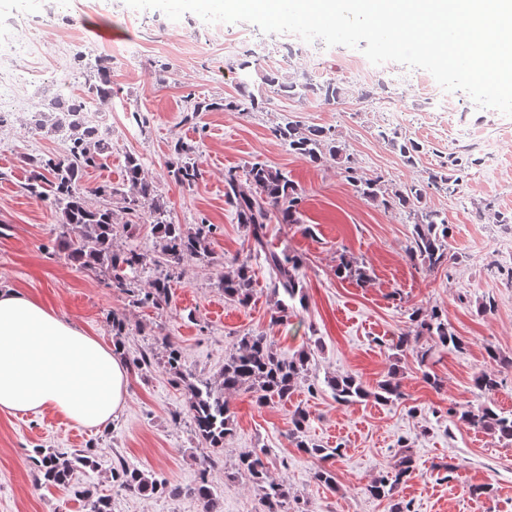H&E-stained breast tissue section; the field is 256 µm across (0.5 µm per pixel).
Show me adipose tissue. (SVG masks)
<instances>
[{
	"instance_id": "ef3b65f1",
	"label": "adipose tissue",
	"mask_w": 512,
	"mask_h": 512,
	"mask_svg": "<svg viewBox=\"0 0 512 512\" xmlns=\"http://www.w3.org/2000/svg\"><path fill=\"white\" fill-rule=\"evenodd\" d=\"M127 369L111 347L36 300L0 290V410L50 409L84 428L111 423Z\"/></svg>"
}]
</instances>
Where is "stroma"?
Masks as SVG:
<instances>
[{
  "mask_svg": "<svg viewBox=\"0 0 512 512\" xmlns=\"http://www.w3.org/2000/svg\"><path fill=\"white\" fill-rule=\"evenodd\" d=\"M48 0H0V20L19 25L13 36L26 43L23 59L35 78L22 87L28 104L55 92L59 76L78 69V54L105 58L111 68L112 144L102 164L88 169L86 189L108 184L124 189L128 157L141 160L173 223L212 224L211 256L184 264L172 283L168 307L137 306L105 278L68 260L57 246L58 218L50 202L24 189L30 171L23 156L32 151L58 154L60 140L18 139L25 112L0 127V289L23 293L95 336L113 344L111 313L126 317L127 357L151 350L153 364L128 367L125 405L101 430L81 428L53 411L33 416L0 411V512H87L81 493L93 489L111 496L112 512H202L191 495L207 478L222 498L223 512H264L260 491L235 464L246 453L265 454L272 477H286L301 512H391L393 502L411 512H512V445L487 431L461 425L454 412L478 403L474 375L492 368L489 351L512 358V283L498 267L512 263V237L496 235L493 214L512 211V117L480 109L464 98L452 112L430 107L431 87L403 85L383 72L361 70V50L325 48L310 56L291 34L269 39L246 22L208 24L192 13L168 19L156 9L135 10L126 0H64L47 15ZM112 29V40L95 28ZM250 61L253 79L267 72L282 79L299 76L318 82L341 79L345 93L326 103L298 101L268 93L261 111L249 114L217 109L185 121L188 100L221 102L236 95L238 64ZM335 129L350 163L325 158L313 163L289 153L273 128L283 119ZM429 147L418 165L405 164L377 137L381 121ZM183 140L195 149L202 177L191 187L170 181V145ZM473 154L479 165L465 170L456 191H430L429 207L441 210L451 228L449 250L455 260L427 271L410 260L406 245L413 226L397 210L361 196L344 172L381 178L388 185L422 179L448 153ZM263 162L286 172L298 189L304 221L270 222L266 241L280 254L302 257L303 303L294 304L287 321L272 322L273 278L263 255L250 251L247 228L224 198L227 170ZM364 266L370 278L341 279V258ZM248 262L255 293L249 305L225 299L219 279L233 261ZM493 298L485 314L482 299ZM440 307L463 336L465 349L453 350L420 337L414 349L399 350L401 333L413 310ZM270 336L282 356L312 354L311 385H298L291 399L258 405L252 393L228 398L233 430L224 439V463L206 469L205 448L186 422L183 383L163 364L167 348H177L184 372L216 380L241 336ZM351 375L368 389L395 376L400 400L382 405L367 399L338 405L326 380ZM310 416L308 440L340 447L332 462L335 488L314 478L316 464L288 436L295 409ZM411 446L414 470L392 499H376L370 482L385 474L399 443ZM93 447L98 468H74L64 486H47L31 462L34 449ZM137 465L156 478L185 488L184 496L147 497L116 491L111 469L117 461ZM490 493L474 494V487Z\"/></svg>",
  "mask_w": 512,
  "mask_h": 512,
  "instance_id": "stroma-1",
  "label": "stroma"
}]
</instances>
